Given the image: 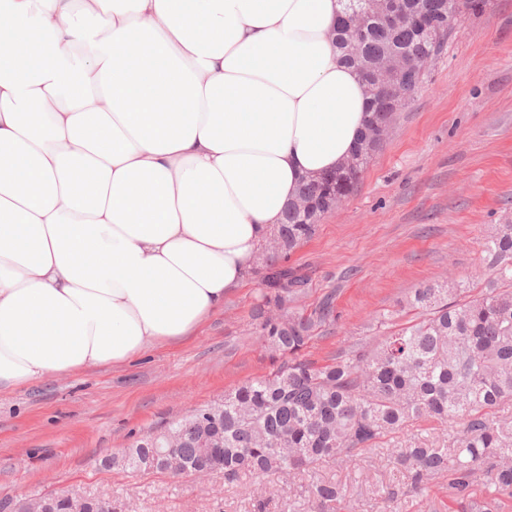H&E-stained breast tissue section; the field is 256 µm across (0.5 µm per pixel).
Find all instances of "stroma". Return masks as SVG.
I'll use <instances>...</instances> for the list:
<instances>
[{
  "instance_id": "stroma-1",
  "label": "stroma",
  "mask_w": 512,
  "mask_h": 512,
  "mask_svg": "<svg viewBox=\"0 0 512 512\" xmlns=\"http://www.w3.org/2000/svg\"><path fill=\"white\" fill-rule=\"evenodd\" d=\"M504 215L512 217V0H490L450 36L345 204L292 255L310 277L299 308L313 311L331 294L338 315L315 331L303 357L322 364L377 343L390 332L377 324L380 314L398 325L414 320L402 307L412 288L481 272V242ZM257 292L256 278H247L192 336L126 365L1 393L0 501L77 485L130 501L134 512H255L264 489L248 476L172 482L102 471L98 460L268 373L250 327ZM458 435L455 426L413 424L356 462L323 463L316 476L344 486L343 512H439L450 500L447 477L414 494L390 452L412 437L450 446ZM386 488L394 492L388 502Z\"/></svg>"
}]
</instances>
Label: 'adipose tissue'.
<instances>
[{"label":"adipose tissue","mask_w":512,"mask_h":512,"mask_svg":"<svg viewBox=\"0 0 512 512\" xmlns=\"http://www.w3.org/2000/svg\"><path fill=\"white\" fill-rule=\"evenodd\" d=\"M346 0H0V391L191 336L368 95Z\"/></svg>","instance_id":"ef3b65f1"}]
</instances>
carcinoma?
<instances>
[{"label":"carcinoma","mask_w":512,"mask_h":512,"mask_svg":"<svg viewBox=\"0 0 512 512\" xmlns=\"http://www.w3.org/2000/svg\"><path fill=\"white\" fill-rule=\"evenodd\" d=\"M486 5L487 0H385L360 40H351L341 24L334 46L362 76L388 60L411 66L406 85L414 93L428 79L418 75L419 60L437 59L445 45L429 43L415 27L391 26L389 11H424L435 27L452 31ZM395 120L387 102L369 95L365 127ZM365 164L304 183L298 193L313 201V209L287 208L264 247L265 263L253 270L260 292L252 326L271 371L224 393V413L213 414L214 401L133 441L112 455L113 470L179 479L205 468L228 482L242 474L306 476L305 493L317 512H336L344 489L315 478L317 467L373 450L410 422L429 421L455 424L460 435L452 448L409 438L393 450V463L408 473L412 488L426 490L446 475L451 499L466 504L465 512H500L512 500V422L494 419L499 405L512 401V223L493 224L484 237L488 274L478 286L422 283L406 301L420 311L418 321L375 347L362 345L324 365L302 358L315 327L334 320V306L327 296L309 314L293 310L308 276L290 264L291 254L333 211L329 201L354 191ZM167 432L179 436L177 474L167 464ZM480 476L485 484L478 497L474 485Z\"/></svg>","instance_id":"carcinoma-1"}]
</instances>
